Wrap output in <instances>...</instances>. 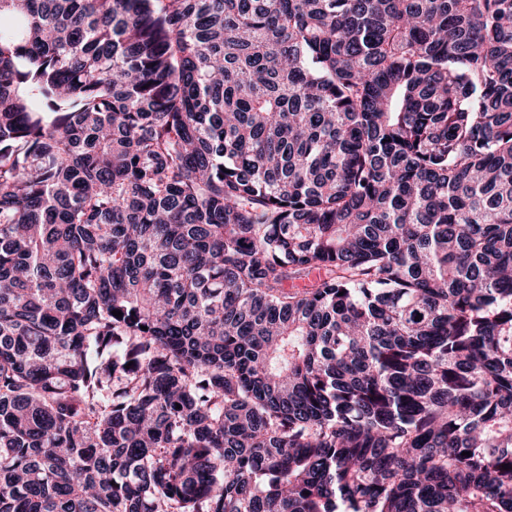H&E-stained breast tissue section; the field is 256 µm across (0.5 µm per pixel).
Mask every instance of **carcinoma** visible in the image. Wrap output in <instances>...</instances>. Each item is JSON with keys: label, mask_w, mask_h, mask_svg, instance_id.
Returning a JSON list of instances; mask_svg holds the SVG:
<instances>
[{"label": "carcinoma", "mask_w": 512, "mask_h": 512, "mask_svg": "<svg viewBox=\"0 0 512 512\" xmlns=\"http://www.w3.org/2000/svg\"><path fill=\"white\" fill-rule=\"evenodd\" d=\"M0 512H512V0H0Z\"/></svg>", "instance_id": "cac0c4a2"}]
</instances>
